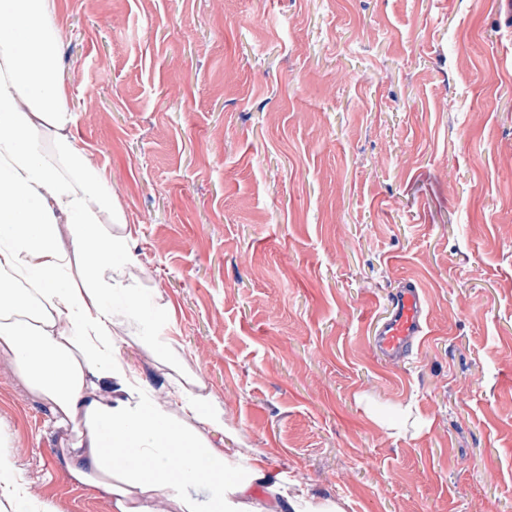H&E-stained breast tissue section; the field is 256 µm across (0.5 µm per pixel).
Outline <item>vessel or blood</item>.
Wrapping results in <instances>:
<instances>
[{
  "label": "vessel or blood",
  "mask_w": 512,
  "mask_h": 512,
  "mask_svg": "<svg viewBox=\"0 0 512 512\" xmlns=\"http://www.w3.org/2000/svg\"><path fill=\"white\" fill-rule=\"evenodd\" d=\"M390 313L377 329L374 346L387 360L395 362L412 352L424 333V303L414 285L390 295Z\"/></svg>",
  "instance_id": "obj_1"
}]
</instances>
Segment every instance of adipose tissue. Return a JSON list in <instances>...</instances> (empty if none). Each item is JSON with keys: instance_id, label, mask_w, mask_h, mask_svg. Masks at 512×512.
Returning a JSON list of instances; mask_svg holds the SVG:
<instances>
[{"instance_id": "1", "label": "adipose tissue", "mask_w": 512, "mask_h": 512, "mask_svg": "<svg viewBox=\"0 0 512 512\" xmlns=\"http://www.w3.org/2000/svg\"><path fill=\"white\" fill-rule=\"evenodd\" d=\"M0 346L10 350L32 390L73 433L66 466L90 486H105L115 512H150L134 494H161L180 512H248L254 485L276 512H333L288 491L280 474L245 464L233 448L208 439L224 428L219 406L184 389L172 418L156 407L118 355L113 316L138 320L161 354L167 313L145 302L126 277L134 264L130 233L112 232L107 182L83 165L84 149L66 134L73 121L58 72L59 45L49 0H0ZM55 138L53 156L44 141ZM69 232L73 250L61 244ZM98 263H81L83 254ZM67 333L55 330L59 319ZM113 382L118 397H91L88 378ZM181 458L171 467V453ZM204 483L205 499L188 492Z\"/></svg>"}]
</instances>
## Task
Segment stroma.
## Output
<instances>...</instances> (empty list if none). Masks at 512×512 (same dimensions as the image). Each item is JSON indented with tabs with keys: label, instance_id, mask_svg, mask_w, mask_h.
<instances>
[{
	"label": "stroma",
	"instance_id": "1",
	"mask_svg": "<svg viewBox=\"0 0 512 512\" xmlns=\"http://www.w3.org/2000/svg\"><path fill=\"white\" fill-rule=\"evenodd\" d=\"M72 133L174 356L115 318L162 408L341 512H512V0H51ZM419 346L373 347L388 298ZM412 404L397 433L373 411ZM0 351V452L47 512H114ZM390 313L377 329L375 349L387 360L398 361L412 352L424 333V303L419 290L413 284L390 295Z\"/></svg>",
	"mask_w": 512,
	"mask_h": 512
}]
</instances>
